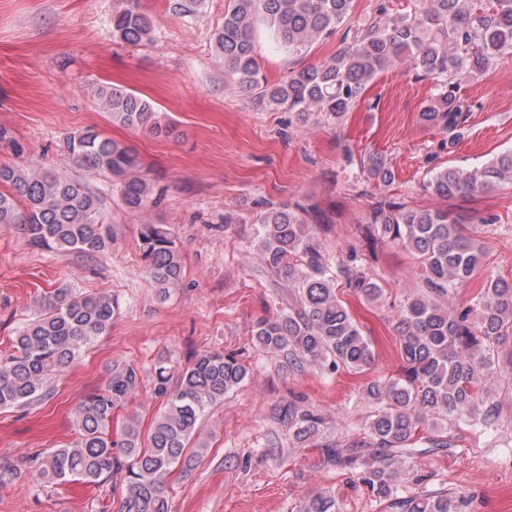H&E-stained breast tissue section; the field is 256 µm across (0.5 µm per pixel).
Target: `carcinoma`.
Returning <instances> with one entry per match:
<instances>
[{
    "label": "carcinoma",
    "instance_id": "1",
    "mask_svg": "<svg viewBox=\"0 0 512 512\" xmlns=\"http://www.w3.org/2000/svg\"><path fill=\"white\" fill-rule=\"evenodd\" d=\"M353 0H230L224 24L213 39L224 71L256 92L260 105L284 109L304 121L313 112L338 122L351 110L367 85L382 71L406 63L425 78H443L439 91L421 110V118L452 132L471 105L461 94L458 76H483L504 53L512 54V0H417L397 16L385 7L358 29L352 41L316 65L270 85L255 59V30L267 25L276 39L299 51L333 32L349 15ZM112 38L138 45L151 38L152 22L143 0H120L112 14ZM96 98L112 120L169 137L174 127L146 99L109 84L95 89ZM63 149L86 177L74 178L36 167L0 166V225L18 227L31 246L43 250H77L87 256L104 254L112 244V224L105 200L90 184L94 177L120 186L122 203L134 213L149 204L152 188L139 173L140 161L128 146L88 127L68 134ZM367 173L387 183L392 173L383 158L369 155ZM512 183V150L498 154L481 168L447 167L423 183L426 192L451 200L475 197L501 183ZM318 209L314 205L267 204L255 219L262 257L279 278L298 289L296 306L257 323L254 336L269 352L283 353L294 368L330 362L354 372L374 364L371 341L362 334L336 296L335 278L316 240ZM372 223L391 243L411 253L421 269L422 292L407 298L397 331L404 367L396 377L373 381L364 397L376 405L369 427L376 448L363 481L399 512H464V499L454 492L398 498L392 482L398 456L426 442L448 447L439 420L469 422L485 429L499 420L496 403L484 381L497 372L494 347L512 332V280L488 277L478 304L450 312L448 295L469 282L482 268L485 249L448 210L411 208L384 197L372 208ZM141 250L150 279L165 293L178 285L182 264L167 232L143 225ZM347 284L366 300L376 302L382 289L372 278L339 264ZM118 303L103 294H74L61 288L46 297L42 312L28 320L14 339V352L0 360V408L25 406L43 396L49 380L76 360L81 348L103 335L117 315ZM248 368L237 356L206 352L170 386L166 368L155 369V393L166 408L142 436L129 420L119 440L110 425L115 410L136 394L144 381L134 363L112 365L105 385L75 409L78 438L40 459L29 476L39 484L79 478L98 485L122 478L125 492L118 512H171L165 477L182 464L191 471L206 448L191 447L205 409L241 385ZM282 418L306 438L318 430L311 411L286 404ZM330 461L352 464L355 448H323ZM300 512H337L336 499L313 494Z\"/></svg>",
    "mask_w": 512,
    "mask_h": 512
}]
</instances>
